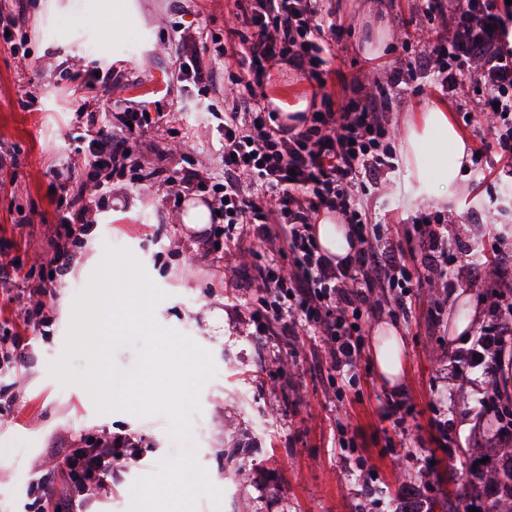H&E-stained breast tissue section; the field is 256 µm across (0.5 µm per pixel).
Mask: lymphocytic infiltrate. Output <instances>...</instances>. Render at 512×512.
Masks as SVG:
<instances>
[{
  "label": "lymphocytic infiltrate",
  "mask_w": 512,
  "mask_h": 512,
  "mask_svg": "<svg viewBox=\"0 0 512 512\" xmlns=\"http://www.w3.org/2000/svg\"><path fill=\"white\" fill-rule=\"evenodd\" d=\"M248 28L221 48L224 73L235 94L224 108V175L203 180L187 167L166 173V198L177 201L189 189L209 196L225 224L239 228L240 240L262 242L254 270L275 284L274 301L258 300L262 324L280 323L285 334L297 325L320 333L330 371L341 385L357 382L362 362V329L374 289L395 292L393 316H406L425 287L447 282L448 229L440 214L412 216L415 242L380 239L370 232L371 216L361 204L381 176L397 166L386 141L390 135L385 105L371 96L352 99L341 111L313 112L307 125L294 127L263 100L270 66L285 63L317 87H324L327 57L341 28L318 0H246ZM427 24H438L437 38L409 49L390 74L407 97L438 92L454 101L464 125L476 113L499 119L493 143L478 148L476 175L512 166V4L500 0H424ZM113 120L89 139L94 162L110 167L119 160L135 170L144 165L132 144L161 123V116L129 99L114 101ZM336 211L351 224L358 247L341 263L320 253L313 225L322 210ZM424 263H417V253ZM291 272H284V264ZM491 323L478 333L464 357L469 367L504 361L512 346V303L488 307ZM141 450L130 438L101 433L79 450L65 448L48 465L68 470L72 489L47 492L52 512H85L99 488L137 460Z\"/></svg>",
  "instance_id": "f902f5d3"
}]
</instances>
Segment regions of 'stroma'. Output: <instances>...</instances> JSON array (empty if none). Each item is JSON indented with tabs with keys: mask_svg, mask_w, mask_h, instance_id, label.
Wrapping results in <instances>:
<instances>
[{
	"mask_svg": "<svg viewBox=\"0 0 512 512\" xmlns=\"http://www.w3.org/2000/svg\"><path fill=\"white\" fill-rule=\"evenodd\" d=\"M423 0H323L343 28L328 68L327 90L334 102L352 97L363 85L390 103L388 119L399 151L407 116L443 104V97L399 98L387 82L405 53ZM235 0H122L118 11L100 9L99 0H26L15 12L0 0V149L16 157L0 171V258L12 262L24 281L21 295L45 302L32 336L19 306L0 309V338L28 337L33 361L21 367L22 382L0 378V394L17 397L13 416L0 424V460L12 464L0 480V512H36L41 488L62 492L57 473L44 468L49 449L77 435L106 432L140 440L144 459L131 463L101 490L90 512H131V487L157 471L177 452L164 416L137 417L123 411H98L82 385L62 384L50 367L63 355L82 288L88 287L107 248L128 250L149 279L165 294L155 320L210 352L217 373L199 394L191 419L196 460L222 492L220 505L200 498L197 512H398L406 497L457 506L458 475L453 463L468 461V451L493 452L494 418L482 408L479 391L495 381L512 394V363L486 373L458 364L472 347L474 332L457 337L462 315L484 319L485 305L464 282L433 290L443 299L440 322L428 325L425 306L412 320L374 314L365 337L382 322L394 323L407 341L405 376L397 388L383 385L371 358L360 378L337 391L319 339L258 334L253 299L265 294L253 277L254 257L247 244L227 241L223 255L203 247L205 228L183 224L182 207L164 197L161 178L139 180L116 164L96 169L85 150L89 113L112 119V104L92 96L89 74H108L117 96L144 104L161 101L166 124L140 139L134 150L146 166L163 171L191 167L202 176L219 172L224 120L209 112L223 104L225 80L216 73L205 88L183 87L173 41L181 27L204 31L198 51L215 55L224 43ZM18 53H11L10 44ZM382 51L367 53L370 45ZM267 96L319 97L316 86L285 64L269 68ZM81 202L95 220L75 224L63 234L60 219L66 197L58 187L69 171ZM124 183L119 195L105 193ZM384 238H403L407 218L416 211L441 209L448 215V247L459 261L490 263L512 255V179L475 185L462 170L447 203L410 200L406 172L379 184L362 200ZM84 247L75 263L52 275L54 248ZM407 396L411 411L405 426L383 417L386 398ZM448 422V445L440 447L434 422ZM246 468L245 482L226 485L224 476ZM372 471L364 481V471Z\"/></svg>",
	"mask_w": 512,
	"mask_h": 512,
	"instance_id": "stroma-1",
	"label": "stroma"
}]
</instances>
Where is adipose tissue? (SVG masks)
Listing matches in <instances>:
<instances>
[{
  "instance_id": "adipose-tissue-1",
  "label": "adipose tissue",
  "mask_w": 512,
  "mask_h": 512,
  "mask_svg": "<svg viewBox=\"0 0 512 512\" xmlns=\"http://www.w3.org/2000/svg\"><path fill=\"white\" fill-rule=\"evenodd\" d=\"M471 144L452 122L447 107L435 106L409 121L401 143L408 175L407 189L415 199H443L456 186ZM314 233L322 252L340 262L353 251L356 239L338 214L322 213ZM375 368L389 385L401 382L405 367V340L389 323L376 327L371 348Z\"/></svg>"
}]
</instances>
